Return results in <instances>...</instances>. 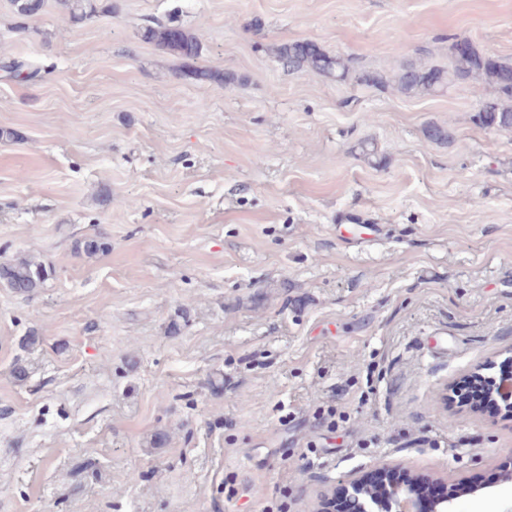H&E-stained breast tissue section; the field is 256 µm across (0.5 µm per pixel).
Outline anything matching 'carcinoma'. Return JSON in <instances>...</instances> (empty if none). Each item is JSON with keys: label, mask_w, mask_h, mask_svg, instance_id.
I'll return each mask as SVG.
<instances>
[{"label": "carcinoma", "mask_w": 512, "mask_h": 512, "mask_svg": "<svg viewBox=\"0 0 512 512\" xmlns=\"http://www.w3.org/2000/svg\"><path fill=\"white\" fill-rule=\"evenodd\" d=\"M56 4L75 23L89 20L97 12L94 0H56ZM12 6L19 16L34 19L42 13L45 0H12ZM141 38L183 60L189 67L187 75L197 82L233 81L221 71L191 65L201 53V42L194 33L179 24L148 25L143 28ZM276 55L292 69H310L338 81L347 80L352 73L350 59L334 56L315 42L289 43L279 47ZM451 57L452 68L449 71L436 67H405L394 79L397 89L407 95H425L433 93L450 76L457 80L480 79L491 89L492 97L481 104L476 114L477 121L486 128L511 131L512 62L482 54L473 46L459 52L454 44L451 45ZM50 274V267L33 257L0 263V284L20 295L35 292Z\"/></svg>", "instance_id": "carcinoma-1"}]
</instances>
